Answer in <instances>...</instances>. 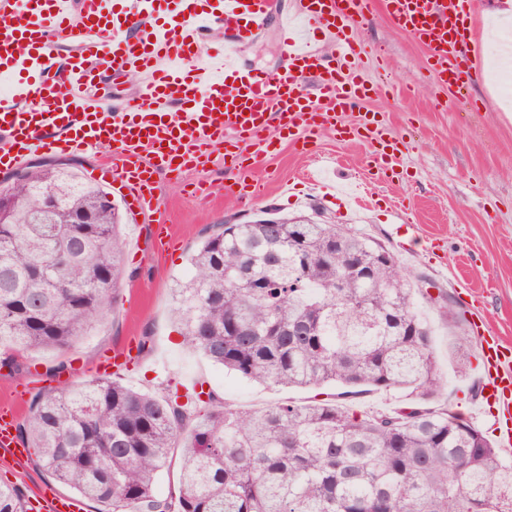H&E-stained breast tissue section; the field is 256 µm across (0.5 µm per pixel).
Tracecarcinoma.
Instances as JSON below:
<instances>
[{
  "instance_id": "carcinoma-1",
  "label": "carcinoma",
  "mask_w": 512,
  "mask_h": 512,
  "mask_svg": "<svg viewBox=\"0 0 512 512\" xmlns=\"http://www.w3.org/2000/svg\"><path fill=\"white\" fill-rule=\"evenodd\" d=\"M72 168L32 166L0 187L28 203L0 219L1 368L105 325L120 290L122 216ZM49 187L56 203L40 209ZM80 213L95 223H70ZM189 265L173 285L187 349L315 396L240 409L212 387L149 394L98 376L39 391L18 439L55 481L96 512H512V462L434 406L446 382L415 295L432 298L385 245L309 216L262 217L220 225ZM375 391L405 402L348 404ZM0 512H28L21 488L0 485Z\"/></svg>"
}]
</instances>
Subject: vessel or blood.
I'll list each match as a JSON object with an SVG mask.
<instances>
[{"label":"vessel or blood","mask_w":512,"mask_h":512,"mask_svg":"<svg viewBox=\"0 0 512 512\" xmlns=\"http://www.w3.org/2000/svg\"><path fill=\"white\" fill-rule=\"evenodd\" d=\"M373 0H299L290 13H274L273 0H179L163 11L160 0H0V72L15 79L0 99V169L22 167L41 148L74 154L112 147V177L150 224L155 244L170 238L156 221L159 172L181 174L210 163L215 149L242 197H259L247 181L246 161L268 146L269 127L295 136L334 132L342 141H366L387 176L397 164V141L375 114L360 113L375 85L357 73L361 51L352 28ZM391 20L429 53L442 85L467 90L471 70L460 31L470 0H383ZM282 33L284 65L272 71L241 65L235 44L252 40L269 19ZM75 48L54 87L53 51ZM132 75L133 98L108 103L107 78ZM358 111L351 124L341 114ZM471 329L484 342L479 381L496 411L499 445L512 448V346L486 335L480 312ZM19 406L0 404V458L21 461ZM37 512H84L81 500L41 492Z\"/></svg>","instance_id":"b4317fda"}]
</instances>
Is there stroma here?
Listing matches in <instances>:
<instances>
[{"mask_svg":"<svg viewBox=\"0 0 512 512\" xmlns=\"http://www.w3.org/2000/svg\"><path fill=\"white\" fill-rule=\"evenodd\" d=\"M474 8L470 46L478 64L464 98L439 86L425 48L394 27L379 5H372L355 26L353 34L364 50L363 75L379 87L362 109L377 113L402 150L395 177L372 185L367 207L298 183L309 158L274 129L268 133V152L252 171L261 198L245 201L234 193L220 155L213 164L184 171L177 180L166 173L156 175V195L173 228L175 249L159 250L128 198L113 191L112 200L126 222V251L132 259L123 268L109 322L74 345L61 378L46 374L57 362L55 353L29 358V367L45 372V387L80 384L95 375L102 352L148 336L150 347L135 354L122 372L124 382L138 389L153 392L171 378H197L223 392L233 407L307 400V390L247 382L188 354L173 315L172 286L188 256L217 225L248 221L267 210L318 214L386 245L404 269L427 277L431 295L442 293L456 303L453 317L428 303L421 309L435 330L449 406L488 430L487 419L477 414L468 393L478 380L482 352L481 338L470 330L469 313L478 309L492 335L512 342V108L503 104L493 60L486 54V44L493 39L512 48V0H476ZM235 53L250 69L279 67L283 58L276 22H269L256 41L237 45ZM315 150L325 159L321 177L326 183L345 186L376 171L366 143L342 144L335 133L327 132L318 137ZM197 183L210 185L211 195L194 196ZM459 357L469 365L464 379L453 370ZM0 484L20 486L29 496L40 489L63 497L71 494L39 468L30 452L22 463H0Z\"/></svg>","mask_w":512,"mask_h":512,"instance_id":"35a3bbf8","label":"stroma"}]
</instances>
